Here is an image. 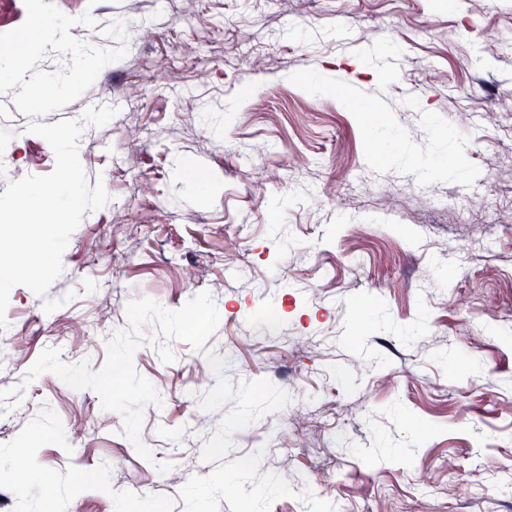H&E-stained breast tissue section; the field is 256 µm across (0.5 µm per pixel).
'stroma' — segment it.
<instances>
[{"label":"stroma","mask_w":512,"mask_h":512,"mask_svg":"<svg viewBox=\"0 0 512 512\" xmlns=\"http://www.w3.org/2000/svg\"><path fill=\"white\" fill-rule=\"evenodd\" d=\"M20 7L0 193L54 169L31 123L117 113L79 141L110 202L10 292L0 512H512V0Z\"/></svg>","instance_id":"obj_1"}]
</instances>
